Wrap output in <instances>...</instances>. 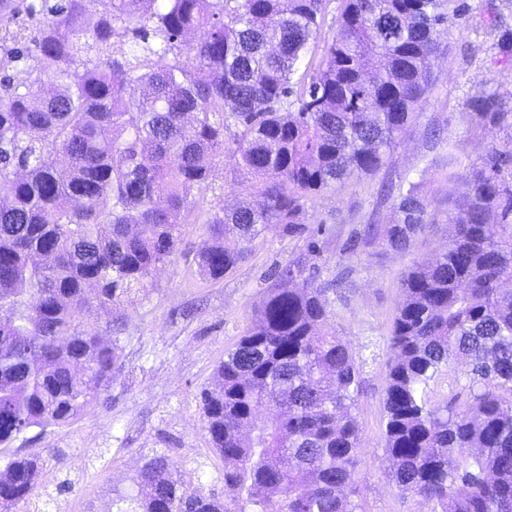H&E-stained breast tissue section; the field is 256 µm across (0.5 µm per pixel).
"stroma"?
Here are the masks:
<instances>
[{"label": "stroma", "instance_id": "obj_1", "mask_svg": "<svg viewBox=\"0 0 512 512\" xmlns=\"http://www.w3.org/2000/svg\"><path fill=\"white\" fill-rule=\"evenodd\" d=\"M466 12L445 25L425 98L379 169L312 198L303 235L269 231L249 256L220 279L201 275L195 254L203 225L217 203L236 204L243 191L232 165L215 173L211 190L183 224L181 251L159 268L128 306L120 332L109 310L92 308L84 325L105 341H118L120 369L103 400L77 419L46 433H27L0 450V466L12 451L40 457L43 469L33 497L47 512H101L117 493L137 489L146 456L167 455L185 482L220 489L219 459L211 449L199 393L250 325L277 268L299 260L317 288L334 289V324L363 367L365 388L357 410L361 448L356 481L364 512H429L421 499L398 495L388 479L383 452V389L390 357L389 330L400 298L401 278L432 258L448 241L449 192L466 190L461 177L478 167L488 150L512 140V118L487 125L474 103L498 89L512 115V70L499 61L500 36L512 30V0H462ZM419 182L437 215L402 252L376 240H353L365 225L389 223L387 184Z\"/></svg>", "mask_w": 512, "mask_h": 512}]
</instances>
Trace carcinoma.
<instances>
[{
	"instance_id": "obj_1",
	"label": "carcinoma",
	"mask_w": 512,
	"mask_h": 512,
	"mask_svg": "<svg viewBox=\"0 0 512 512\" xmlns=\"http://www.w3.org/2000/svg\"><path fill=\"white\" fill-rule=\"evenodd\" d=\"M326 0H0V446L100 402L120 347L82 325L126 307L179 252L193 192L229 157L248 199L209 214L196 253L220 279L307 202L370 173L422 101L455 0H344L303 69ZM152 63L143 67L142 60ZM491 89L474 104L501 121ZM448 199L445 249L402 279L389 334L383 450L392 488L430 512H512V149L488 151ZM432 222L399 187L370 239L404 250ZM274 273L256 319L200 393L224 493L155 454L117 512H363V368L328 289ZM468 367V381L456 376ZM37 457L0 469L28 512Z\"/></svg>"
}]
</instances>
